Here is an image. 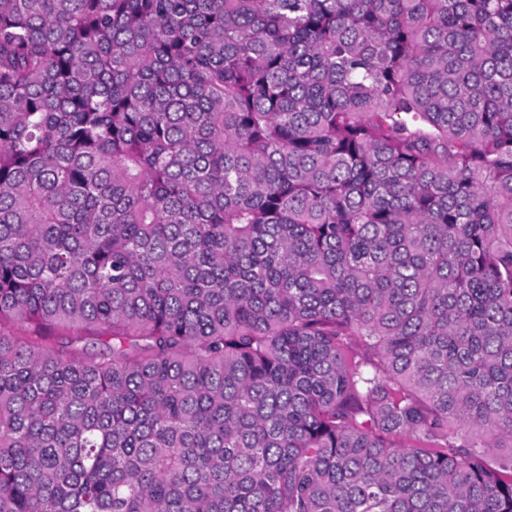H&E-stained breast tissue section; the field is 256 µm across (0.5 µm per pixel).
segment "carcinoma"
I'll return each mask as SVG.
<instances>
[{
	"instance_id": "carcinoma-1",
	"label": "carcinoma",
	"mask_w": 512,
	"mask_h": 512,
	"mask_svg": "<svg viewBox=\"0 0 512 512\" xmlns=\"http://www.w3.org/2000/svg\"><path fill=\"white\" fill-rule=\"evenodd\" d=\"M0 512H512V0H0Z\"/></svg>"
}]
</instances>
